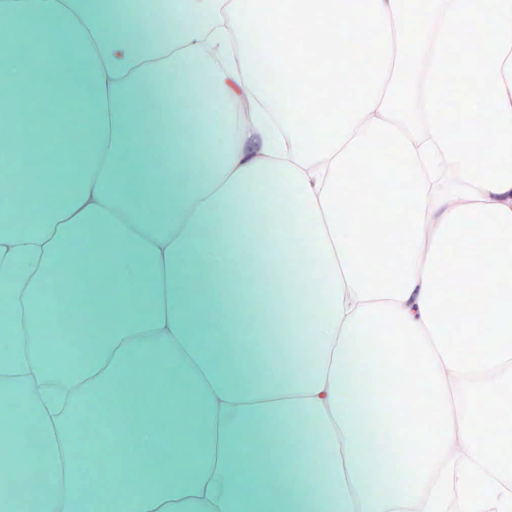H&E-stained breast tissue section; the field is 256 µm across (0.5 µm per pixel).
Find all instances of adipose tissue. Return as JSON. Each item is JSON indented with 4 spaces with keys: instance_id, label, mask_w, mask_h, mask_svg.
<instances>
[{
    "instance_id": "obj_1",
    "label": "adipose tissue",
    "mask_w": 512,
    "mask_h": 512,
    "mask_svg": "<svg viewBox=\"0 0 512 512\" xmlns=\"http://www.w3.org/2000/svg\"><path fill=\"white\" fill-rule=\"evenodd\" d=\"M0 15L33 46L0 54V128L49 148L24 189L0 184V305L28 309L0 320V512H412L319 200L330 164L292 158L238 8L175 0L155 25L135 0H0ZM187 89L217 144L204 166L177 119ZM41 99L54 120L27 122ZM63 164L78 188L60 208ZM85 242L118 275L86 276L92 323L56 290ZM275 322L283 342L244 368L242 334ZM61 334L79 363L51 347ZM95 398L124 421L104 471L99 450L72 452Z\"/></svg>"
}]
</instances>
